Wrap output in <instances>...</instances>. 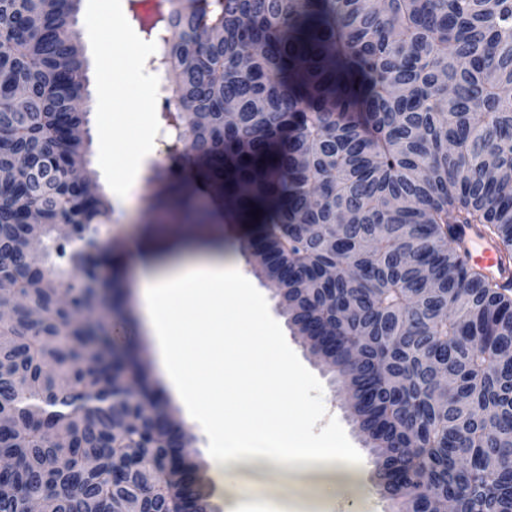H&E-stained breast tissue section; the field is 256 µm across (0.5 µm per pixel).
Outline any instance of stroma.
<instances>
[{"label": "stroma", "mask_w": 512, "mask_h": 512, "mask_svg": "<svg viewBox=\"0 0 512 512\" xmlns=\"http://www.w3.org/2000/svg\"><path fill=\"white\" fill-rule=\"evenodd\" d=\"M106 6L113 15L122 17L127 29L124 36L113 37L91 27L89 18L98 6ZM139 5L132 0H81L75 16L74 28L83 47V62L88 77L84 107L87 111V135L90 142L87 159L97 174L98 193L108 191L109 174H120L122 155L128 151L144 153V164L137 181L128 189L127 210L114 214L102 226V236L107 240L122 239L134 243L139 254L153 266L164 267L181 260L191 253L203 254L215 247L237 253L238 240L247 229L235 223L224 207V195L215 185L196 183L192 193V206L198 218L195 222H182L180 212L150 197L152 187L148 176L153 167L164 159L165 146L160 138L164 129L163 102L158 96L160 85L168 83L167 74L143 72L138 81L125 82L110 90L112 107L101 110L98 105L99 63L107 61L114 68H121L128 45L151 50L153 44L140 28ZM110 135L118 139L117 152L112 156L111 168H104L100 160L101 137ZM242 269L262 300L267 321L274 326L285 343L290 356L306 382L303 407L307 415L320 418L319 426L310 431L309 440L318 444L324 433H332L345 444L350 455L361 464V481L369 493V512H394V502L383 494L372 467L371 449L355 425L351 412L339 394L337 375L313 357L303 346L288 323L278 297L255 273L250 263ZM103 277L118 276V292H103L97 314L111 320L114 308H121L128 318L127 334L132 349L138 356L147 358L155 382L163 377L158 365L154 344L143 325L137 273L124 261L102 270ZM314 488L309 478L288 465L273 468L263 464L240 466L233 480L225 482L223 491L213 493L211 500L217 508H224L226 501L239 498L242 491L256 497L288 505L306 500Z\"/></svg>", "instance_id": "obj_1"}]
</instances>
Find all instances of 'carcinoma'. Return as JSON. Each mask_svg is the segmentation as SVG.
Instances as JSON below:
<instances>
[{
    "label": "carcinoma",
    "instance_id": "cac0c4a2",
    "mask_svg": "<svg viewBox=\"0 0 512 512\" xmlns=\"http://www.w3.org/2000/svg\"><path fill=\"white\" fill-rule=\"evenodd\" d=\"M77 11L0 0V168L25 156L52 174L0 186V512H184L188 498L215 512L186 482L183 427L168 464L173 410L119 345L121 312L109 336L90 307L85 246L111 204L66 178L87 151ZM141 30L184 145L153 198L184 201L185 172L220 184L253 229L241 247L257 274L288 287L295 330L315 347L336 330V371L399 512H512V288L453 245L474 224L512 267V0H159Z\"/></svg>",
    "mask_w": 512,
    "mask_h": 512
}]
</instances>
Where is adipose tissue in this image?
<instances>
[{"instance_id": "1", "label": "adipose tissue", "mask_w": 512, "mask_h": 512, "mask_svg": "<svg viewBox=\"0 0 512 512\" xmlns=\"http://www.w3.org/2000/svg\"><path fill=\"white\" fill-rule=\"evenodd\" d=\"M138 276L160 366L207 435L215 488L241 462L279 465L282 444L292 440L303 448L292 465L319 479L315 512H335L338 486L360 489L359 466L339 441L328 440L326 452H306L299 417L305 383L239 265L227 263L218 249L171 272L143 268ZM191 335L202 338L200 347L189 346ZM288 390L295 401L281 400Z\"/></svg>"}]
</instances>
